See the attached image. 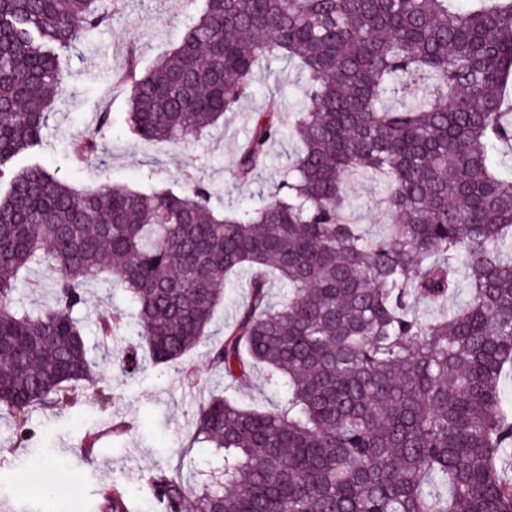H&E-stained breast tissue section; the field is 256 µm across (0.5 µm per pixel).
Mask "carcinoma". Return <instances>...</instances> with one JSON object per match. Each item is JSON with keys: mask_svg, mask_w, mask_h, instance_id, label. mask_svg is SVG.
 Listing matches in <instances>:
<instances>
[{"mask_svg": "<svg viewBox=\"0 0 512 512\" xmlns=\"http://www.w3.org/2000/svg\"><path fill=\"white\" fill-rule=\"evenodd\" d=\"M205 2L172 53L140 74L134 51L116 73L127 132L199 141L258 69L295 60L302 148L256 209L216 210L201 178L142 192L19 170L0 194V413L25 435L32 409L92 380L75 316L89 279L127 293L134 374L206 343L247 272L249 301L210 364L239 391L262 366L285 400L200 402L195 483L156 470L158 512H512V177L495 164L512 149V0ZM110 18L101 0H0V167L40 149L68 87L64 52ZM281 114L274 95L252 113L240 183L282 138ZM109 124L100 113L73 156ZM352 175L383 183L378 234L346 219ZM43 265L59 276L34 315L13 296ZM99 322L110 336L124 313ZM101 498V512H130L117 484Z\"/></svg>", "mask_w": 512, "mask_h": 512, "instance_id": "carcinoma-1", "label": "carcinoma"}]
</instances>
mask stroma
<instances>
[{"label":"stroma","mask_w":512,"mask_h":512,"mask_svg":"<svg viewBox=\"0 0 512 512\" xmlns=\"http://www.w3.org/2000/svg\"><path fill=\"white\" fill-rule=\"evenodd\" d=\"M204 7V0H112L109 23L90 32L75 50L65 55L68 92L58 101L38 159L77 188L108 182L145 190L171 184L177 175L190 173L210 183L214 203L227 208L259 207L270 186L283 176L285 154L298 151L294 139L274 143L255 183L239 184L234 173L236 150L245 136L253 111L269 93H276L286 110L284 126H292L293 107L305 76L295 63H279L256 73L240 109L227 113L224 126L200 142L143 143L128 138L124 117L125 92L115 90L113 75L125 64L130 49H138L142 68L171 52ZM112 117L98 154L76 164L74 143L93 129L96 115ZM354 202L353 223L379 231L386 216L374 207L380 184L352 176L347 186ZM56 271L42 266L29 273V283L18 288L14 300L32 311L51 305ZM79 315L90 355L97 364L94 382L76 389L73 405L36 408L30 414L31 435L18 446L12 418L0 414V512H99L100 491L119 483L134 496L136 512H150L142 491L149 474L161 468L188 479L202 450L194 441V414L199 402L224 392L229 382L215 373L208 358L210 345L219 343L236 309L246 303L244 288L227 291L209 325L210 336L183 359L136 374L125 372L121 350L133 325L100 336L99 316L112 309H127L125 292L111 279L89 280ZM195 368L192 377L182 369ZM127 430L113 437V423ZM99 435L88 447L91 435Z\"/></svg>","instance_id":"1"}]
</instances>
